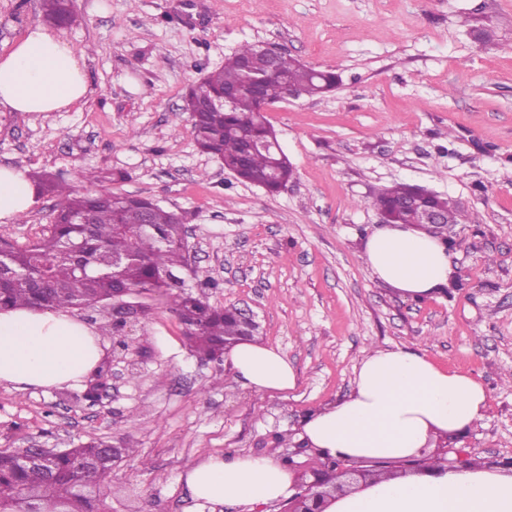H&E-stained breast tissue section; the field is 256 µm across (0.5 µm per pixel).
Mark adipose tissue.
I'll return each mask as SVG.
<instances>
[{"mask_svg": "<svg viewBox=\"0 0 512 512\" xmlns=\"http://www.w3.org/2000/svg\"><path fill=\"white\" fill-rule=\"evenodd\" d=\"M88 92L85 64L61 34L28 26L0 54V107L12 112H61ZM36 190L24 169L0 167V223L27 213ZM377 280L420 299L447 287L452 275L446 246L407 224H388L365 242ZM102 356L97 328L70 309H0V383L16 388L78 385ZM238 379L256 391L295 389L296 374L276 348L247 341L230 353ZM488 393L473 376L445 370L425 354L397 348L371 351L344 399L309 414L300 437L310 447L345 461H401L420 457L428 442L479 422ZM184 479L202 504L271 505L290 498L293 476L269 457H209ZM327 512H512V472L482 467L440 469L389 477L351 489Z\"/></svg>", "mask_w": 512, "mask_h": 512, "instance_id": "adipose-tissue-1", "label": "adipose tissue"}]
</instances>
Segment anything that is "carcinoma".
Masks as SVG:
<instances>
[{
  "label": "carcinoma",
  "instance_id": "1",
  "mask_svg": "<svg viewBox=\"0 0 512 512\" xmlns=\"http://www.w3.org/2000/svg\"><path fill=\"white\" fill-rule=\"evenodd\" d=\"M43 3L47 19L77 22L67 0ZM256 52V44H242L224 59V66L207 72L191 88L182 111L189 113L200 150L219 158L240 179L261 182L274 193L293 177V169L280 161L273 147L248 148L247 139L252 137L277 141L274 129L258 111L256 98L243 92L230 109L203 105L207 96L243 86L249 77L244 61ZM270 69L272 75L262 86V98L269 103L286 98L290 85L316 97L338 83L336 73L317 70L286 53L270 61ZM79 181L98 182L100 188L88 192L46 174L34 176L37 193L54 194L61 203L37 240L24 245L5 243L8 258L0 272V305L82 309L111 305L137 294H156L184 325L192 351L223 363L224 351L246 335V328L236 306L210 304L206 290L215 282L208 272L192 269L199 292L186 291L187 256L182 246L186 217L153 199L115 194L103 185L105 177L93 172L82 173ZM411 189L405 184L387 188L372 197L370 206L407 223L409 215L398 208ZM424 202L439 210L443 224L433 235L448 243V227L463 222L457 204L433 192ZM104 375L100 369L92 376L85 401H97ZM19 453L18 448L0 450V512H22L33 504L52 505L60 512H92L85 489L92 486L105 494L115 463L133 455L134 449L120 448L114 454L105 442L91 439L60 450L46 467L21 465Z\"/></svg>",
  "mask_w": 512,
  "mask_h": 512
}]
</instances>
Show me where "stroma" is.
I'll use <instances>...</instances> for the list:
<instances>
[{"mask_svg":"<svg viewBox=\"0 0 512 512\" xmlns=\"http://www.w3.org/2000/svg\"><path fill=\"white\" fill-rule=\"evenodd\" d=\"M64 35L86 55L91 86L65 112H0V166L77 183L124 171L112 192L188 215L190 265L218 286L211 303L249 306L258 341L278 348L295 390L269 395L191 352L157 296L131 337L135 370L96 404L83 386L0 384V450H57L92 438L138 449L112 472L109 512H208L184 470L210 456L295 454L303 419L347 396L369 351L408 348L477 378L482 421L439 437L484 465L512 459V0H74ZM44 20L43 0H0V53ZM488 28L490 42L475 39ZM270 42L335 70L319 97L271 104L265 117L295 168L276 194L239 181L194 141L183 97L243 43ZM414 184L457 201L450 287L415 300L372 275L365 240L379 228L372 194ZM44 195L0 240L22 244L50 224Z\"/></svg>","mask_w":512,"mask_h":512,"instance_id":"35a3bbf8","label":"stroma"}]
</instances>
